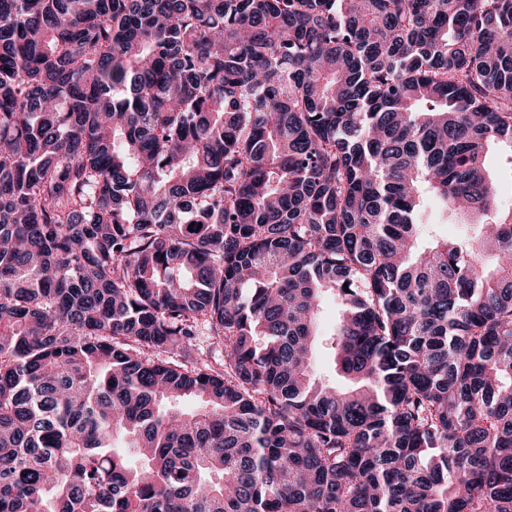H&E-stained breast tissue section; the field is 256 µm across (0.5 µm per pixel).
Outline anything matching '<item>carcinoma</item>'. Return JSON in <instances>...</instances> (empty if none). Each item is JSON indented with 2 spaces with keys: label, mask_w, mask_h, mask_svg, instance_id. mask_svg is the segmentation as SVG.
<instances>
[{
  "label": "carcinoma",
  "mask_w": 512,
  "mask_h": 512,
  "mask_svg": "<svg viewBox=\"0 0 512 512\" xmlns=\"http://www.w3.org/2000/svg\"><path fill=\"white\" fill-rule=\"evenodd\" d=\"M492 156L512 0H0V512H512Z\"/></svg>",
  "instance_id": "carcinoma-1"
}]
</instances>
